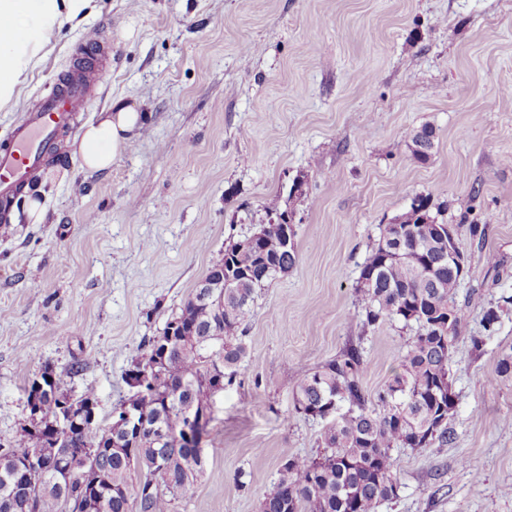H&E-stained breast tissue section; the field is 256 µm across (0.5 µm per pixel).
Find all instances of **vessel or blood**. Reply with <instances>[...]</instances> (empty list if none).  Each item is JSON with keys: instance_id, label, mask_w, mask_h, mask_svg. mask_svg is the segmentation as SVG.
<instances>
[{"instance_id": "obj_1", "label": "vessel or blood", "mask_w": 512, "mask_h": 512, "mask_svg": "<svg viewBox=\"0 0 512 512\" xmlns=\"http://www.w3.org/2000/svg\"><path fill=\"white\" fill-rule=\"evenodd\" d=\"M102 54L100 46H90L84 61L75 64L43 94L37 107L16 126L11 145L0 149V197L13 196L42 159L57 155V131L67 127L80 106L98 93L96 63Z\"/></svg>"}]
</instances>
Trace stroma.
<instances>
[{
  "instance_id": "35a3bbf8",
  "label": "stroma",
  "mask_w": 512,
  "mask_h": 512,
  "mask_svg": "<svg viewBox=\"0 0 512 512\" xmlns=\"http://www.w3.org/2000/svg\"><path fill=\"white\" fill-rule=\"evenodd\" d=\"M92 41L106 51L97 96L0 220V444L47 365L111 423L134 393L127 371L225 246L289 213L299 260L255 297L247 356L210 401L205 472L174 508L259 512L282 461L322 446L324 421L294 410L300 380L353 341L376 395L416 335L364 327L355 288L382 227L423 195L466 255L453 440L394 449L399 496L377 512H512V379L493 376L512 308L490 335L480 326L512 295V0H96L0 109V145ZM118 102L145 125L87 173L83 129ZM424 125L437 137L421 162Z\"/></svg>"
}]
</instances>
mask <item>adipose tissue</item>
<instances>
[{
	"instance_id": "obj_1",
	"label": "adipose tissue",
	"mask_w": 512,
	"mask_h": 512,
	"mask_svg": "<svg viewBox=\"0 0 512 512\" xmlns=\"http://www.w3.org/2000/svg\"><path fill=\"white\" fill-rule=\"evenodd\" d=\"M94 8L95 0H0V107L13 100L35 62L38 42L50 40L56 28ZM145 119V114L132 106L101 113L87 126L78 146L84 168L108 170Z\"/></svg>"
}]
</instances>
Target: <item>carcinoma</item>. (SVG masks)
I'll return each instance as SVG.
<instances>
[{
  "mask_svg": "<svg viewBox=\"0 0 512 512\" xmlns=\"http://www.w3.org/2000/svg\"><path fill=\"white\" fill-rule=\"evenodd\" d=\"M434 140L435 130L422 127L420 139L412 140L413 156L428 160ZM283 223L287 219L262 225L248 249L224 251L209 270L228 285L224 312L192 296L148 340L151 351L166 342L170 354L155 367L150 353L133 366L152 381L137 398L147 428L127 439L112 425L78 427L61 433L54 448L22 429L0 451V512H173L174 501L205 467L196 448L207 424L188 440L180 405L191 396L206 399L212 373L227 370L230 382L236 376L247 354L245 320L255 295L298 260L296 249L284 244ZM450 242L423 196L384 226L362 265L356 301L367 325L397 319L417 324L418 335L405 345L400 371L378 394L377 414L366 409L357 345L305 376L295 392L298 413L319 418L328 405L349 408L325 428L318 456L292 457L280 466L259 512H376L398 495L393 449L445 448L452 441L451 362L466 313L456 302L461 277L448 265ZM500 311L498 305L483 311V331L496 330ZM174 322L182 328L170 337ZM157 420L167 429L161 441L149 430Z\"/></svg>",
  "mask_w": 512,
  "mask_h": 512,
  "instance_id": "carcinoma-1",
  "label": "carcinoma"
}]
</instances>
